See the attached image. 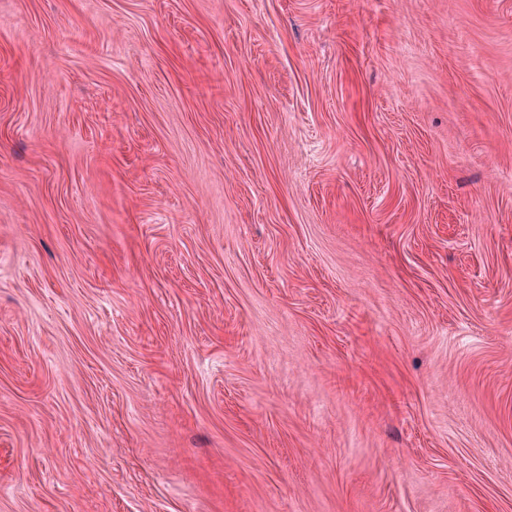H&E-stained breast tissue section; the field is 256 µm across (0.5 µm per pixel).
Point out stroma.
<instances>
[{
  "label": "stroma",
  "instance_id": "1",
  "mask_svg": "<svg viewBox=\"0 0 512 512\" xmlns=\"http://www.w3.org/2000/svg\"><path fill=\"white\" fill-rule=\"evenodd\" d=\"M0 512H512V0H0Z\"/></svg>",
  "mask_w": 512,
  "mask_h": 512
}]
</instances>
